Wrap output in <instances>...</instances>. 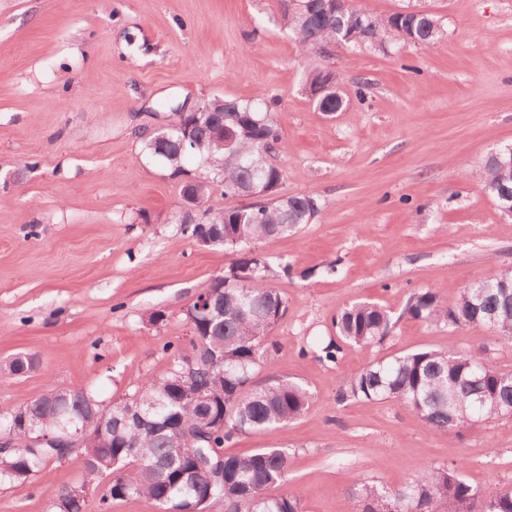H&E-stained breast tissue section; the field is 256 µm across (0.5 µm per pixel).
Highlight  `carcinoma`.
<instances>
[{
	"label": "carcinoma",
	"mask_w": 512,
	"mask_h": 512,
	"mask_svg": "<svg viewBox=\"0 0 512 512\" xmlns=\"http://www.w3.org/2000/svg\"><path fill=\"white\" fill-rule=\"evenodd\" d=\"M319 16L288 9L279 0L281 24L311 57L335 45L353 44L383 49L389 41L432 44L443 36L438 13L392 12L378 17L357 8L352 0H318ZM210 116L193 128L194 142L182 143L180 134L154 135L145 144L148 153L162 158L174 171L188 156L198 159L205 172L193 180V214H184L191 236L224 235L212 246L240 255L198 293L212 296L209 313H198V302L185 311L195 329L189 344L162 350L172 365L161 377H149L107 406L82 389L53 388L38 398L0 414V434L14 444L0 452V482L25 483L58 454L48 445L34 447L36 433H54L68 424L90 432L103 416L112 420L109 441L82 448L86 478L63 488L52 498L50 512H86L87 491L106 478L97 508L107 512L113 499L129 496L151 501L157 512H183L209 495L210 504L224 512H302L295 496L268 495L287 478L289 456L277 448H257L247 455L224 452V443L243 434L284 428L305 414L314 395L304 385L273 378L255 381L258 370L274 359L277 343L272 333L288 310L280 294L264 281L290 272V265L271 262L255 252L263 240L287 236L311 223L322 204L313 194L276 196L285 172L271 161L278 140L275 117L278 100L263 103L215 97L202 103ZM480 177L486 193L502 206L499 190L512 188V168L487 157ZM224 197L248 193L257 198L247 207L216 208L214 190ZM403 315L427 324L492 331L497 344L512 346V273L492 272L459 287L453 305L440 290L412 293ZM336 332L357 346L382 343L395 328L389 310L374 302L356 303L336 315ZM205 349L213 376L199 373L190 381L183 366ZM481 345L469 351L419 349L379 360L348 374L336 393V402L394 399L411 410L431 432L460 433L479 421L512 414V371L493 366ZM37 367L34 358L12 360L3 372L19 375ZM150 415L144 424L137 411ZM347 491L357 512H512V490L482 492L465 479L455 464L428 466L399 488L351 475Z\"/></svg>",
	"instance_id": "obj_1"
}]
</instances>
